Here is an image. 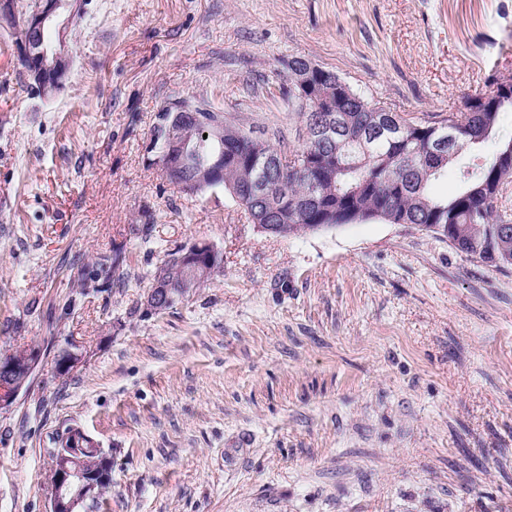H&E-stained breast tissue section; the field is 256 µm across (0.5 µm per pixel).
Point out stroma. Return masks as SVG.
Masks as SVG:
<instances>
[{
	"mask_svg": "<svg viewBox=\"0 0 512 512\" xmlns=\"http://www.w3.org/2000/svg\"><path fill=\"white\" fill-rule=\"evenodd\" d=\"M67 44L45 99L0 30V355L39 353L0 408V512H46L74 424L112 451L100 512H512V267L409 224L269 236L148 151L190 96L297 144L287 103L250 93L296 57L394 112L463 111L512 78V0H85ZM195 243L223 273L140 312Z\"/></svg>",
	"mask_w": 512,
	"mask_h": 512,
	"instance_id": "stroma-1",
	"label": "stroma"
}]
</instances>
